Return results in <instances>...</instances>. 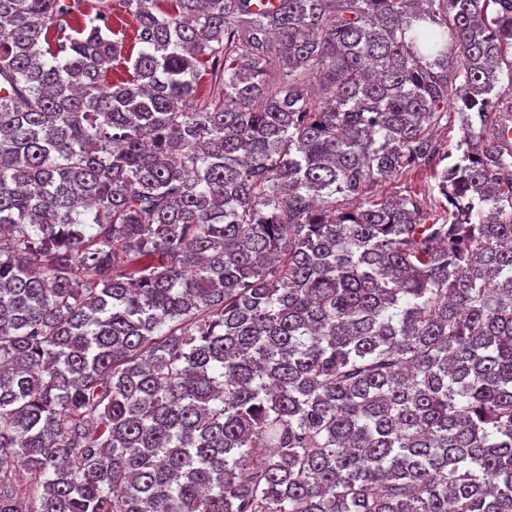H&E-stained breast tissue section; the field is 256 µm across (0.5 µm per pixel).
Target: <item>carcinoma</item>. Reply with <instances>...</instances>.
<instances>
[{
  "instance_id": "obj_1",
  "label": "carcinoma",
  "mask_w": 512,
  "mask_h": 512,
  "mask_svg": "<svg viewBox=\"0 0 512 512\" xmlns=\"http://www.w3.org/2000/svg\"><path fill=\"white\" fill-rule=\"evenodd\" d=\"M253 5L0 0V512H512V0ZM436 184L435 179L432 177L431 170H411L399 177L387 179L375 185L372 189V194L380 195L383 197H398L401 195L411 193H431L432 201L438 203V198L442 204L444 200L438 195L437 189H434ZM434 196V199H433Z\"/></svg>"
}]
</instances>
